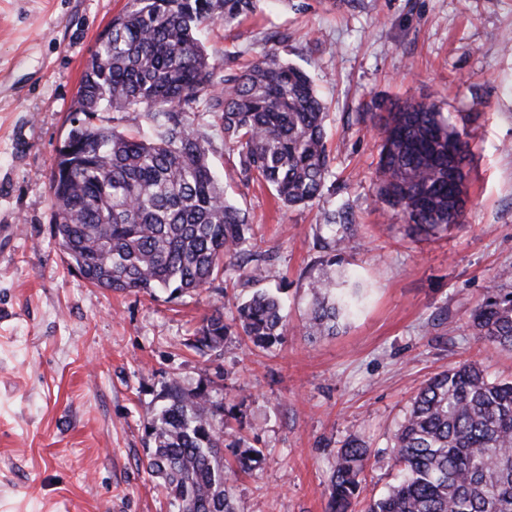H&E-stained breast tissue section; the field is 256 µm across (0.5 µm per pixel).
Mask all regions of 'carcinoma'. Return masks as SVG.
Returning a JSON list of instances; mask_svg holds the SVG:
<instances>
[{"mask_svg":"<svg viewBox=\"0 0 512 512\" xmlns=\"http://www.w3.org/2000/svg\"><path fill=\"white\" fill-rule=\"evenodd\" d=\"M261 0H128L88 61L71 126L50 176L54 237L90 285L115 292L175 294L205 288L232 268L254 284L264 258L248 249L252 225L224 196L211 172L212 140L197 114L217 122L224 146L238 153L245 178L267 186L287 208L308 206L331 177L325 105L309 75L267 50L245 70L214 78L220 67L197 38L216 20L230 26L255 14ZM379 202L411 236L441 237L465 214L468 133L433 105L406 102L380 119ZM346 203L320 213L326 264L354 236ZM309 337L333 335L359 306L353 273L310 283ZM284 303L257 291L231 318L217 309L188 346L200 354L243 335L262 348L283 335ZM467 328L512 350V270L505 269L470 313ZM159 413L146 420L154 450L148 469L163 481L177 512H238L239 473L259 453L230 443L231 410L204 387L173 379ZM236 449V467L222 448ZM397 481L367 512H512V381L491 380L475 363L430 377L413 398L389 449ZM369 450L359 439L337 451L329 512H349Z\"/></svg>","mask_w":512,"mask_h":512,"instance_id":"1","label":"carcinoma"}]
</instances>
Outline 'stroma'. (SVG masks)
Returning <instances> with one entry per match:
<instances>
[{"mask_svg":"<svg viewBox=\"0 0 512 512\" xmlns=\"http://www.w3.org/2000/svg\"><path fill=\"white\" fill-rule=\"evenodd\" d=\"M127 0H0V512H168L147 469L145 424L170 379L232 407L260 463L234 485L238 512H328L341 445L371 450L354 512L398 473L388 454L412 398L463 361L512 379V352L465 322L512 268V0H291L200 40L225 71L274 48L328 106L339 196L278 207L213 137L216 177L245 212L264 284L283 288L287 328L270 350L229 338L205 357L184 341L252 287L216 280L178 298L112 292L70 269L52 233L49 178L86 64ZM464 117L473 162L462 224L412 241L377 202L374 117L404 101ZM347 201L357 223L341 266L366 290L357 316L309 340V283L326 269L317 216Z\"/></svg>","mask_w":512,"mask_h":512,"instance_id":"35a3bbf8","label":"stroma"}]
</instances>
